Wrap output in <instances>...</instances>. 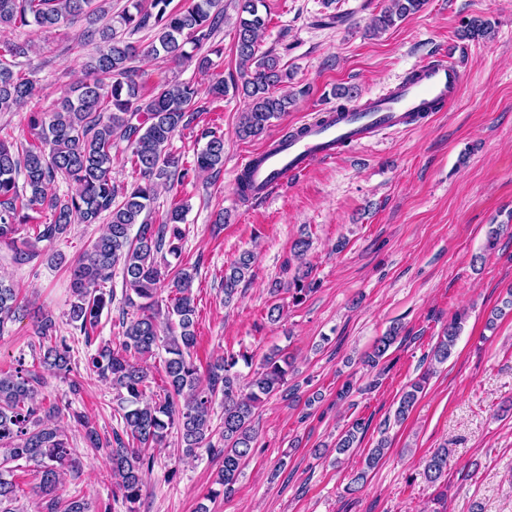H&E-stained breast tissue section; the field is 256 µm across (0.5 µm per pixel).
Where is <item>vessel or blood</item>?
<instances>
[{
	"instance_id": "b4317fda",
	"label": "vessel or blood",
	"mask_w": 512,
	"mask_h": 512,
	"mask_svg": "<svg viewBox=\"0 0 512 512\" xmlns=\"http://www.w3.org/2000/svg\"><path fill=\"white\" fill-rule=\"evenodd\" d=\"M465 81L446 59L422 62L391 87L341 110H324L294 129L292 137L245 157L252 199L268 198L279 187L336 159L344 146L363 145L387 132L413 130L429 113L450 109Z\"/></svg>"
}]
</instances>
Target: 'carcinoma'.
Wrapping results in <instances>:
<instances>
[{
  "label": "carcinoma",
  "instance_id": "cac0c4a2",
  "mask_svg": "<svg viewBox=\"0 0 512 512\" xmlns=\"http://www.w3.org/2000/svg\"><path fill=\"white\" fill-rule=\"evenodd\" d=\"M173 0H128L117 14L110 13L109 0H0V28L54 30L85 20L94 26L93 51L84 63L85 76L62 98L56 109L29 111L28 125L35 130L33 140L13 141L5 132L0 137V244L10 247L18 264L30 262L39 242L51 243L66 234L72 224L106 223L105 231L87 252L71 264L72 300L70 323L90 339L104 309L115 300L113 289L104 288L119 269L122 273V303L133 309L122 312V333L118 345L99 347L88 355L86 369L109 381L122 431L102 438L88 416L74 411V427L81 431L90 448H110L114 479L113 496L119 497L126 512H139L148 476L153 471L154 455L171 430H176L187 457L207 444V451L222 460L218 484L224 497L236 492L242 466L256 441L255 410L263 399L288 383L291 356L280 348L272 349L260 367L245 378L237 369L242 363L252 366L247 352L228 353L209 363L206 375L193 359L197 342L196 307L192 285L197 267L171 266L167 256L179 258L184 239L186 205L167 211L159 223L152 221V210L159 189L182 183L197 172L219 173L224 166V138L203 129L201 148L193 164L185 166L180 157L168 151L171 137L186 129L201 112L197 106L199 89L189 83H167L150 95L142 93L137 69L132 62L140 55L180 62L195 59L198 71L212 67L210 55L219 48L194 56L188 44L202 49L224 22L219 0H187L176 8ZM235 50L241 84L237 91L247 101L238 128L244 138L258 136L271 120L293 105L292 95L281 91L288 73L280 67L278 56L259 52V39L268 25L260 12L262 0H237ZM426 0H391L390 6L374 19L373 32L384 31L409 14L423 8ZM491 24L480 18L470 20L464 37H485ZM154 32L145 47L130 40L142 31ZM27 42L0 43V112H12L36 97L32 80L13 70L12 62L28 54ZM125 142L131 149V162L139 173L137 181L118 188L112 180V148ZM24 182L18 183L19 175ZM63 179L73 192L57 196L49 186ZM47 208L53 212L50 224L32 227L33 237H16L19 226L35 220L32 213ZM309 237L295 241L293 256L299 260L286 288L275 284L273 292L284 291L294 305L313 293L319 282L312 277L305 255ZM254 262L250 251L242 252L224 271V303H231L239 285ZM167 287L173 297L161 303L159 295ZM25 302L13 284L0 279V335L14 322ZM462 315L453 316L444 327L433 350V360H448L461 330ZM402 326L394 324L376 339L364 354L363 362L376 368L396 343ZM33 334L38 337L40 366L54 372L70 371L71 346L57 335L53 316L35 317ZM163 350L167 388L164 396L147 395L148 369L138 359ZM429 372L403 392L395 411V421L409 416L423 392ZM41 375L17 360L12 371L0 370V512H17L18 484L9 463L24 460L36 468L38 495L46 500V512H89L87 502L76 496H59V467L71 456L66 430L52 423L60 409L46 404L41 396ZM224 397V418L218 440L212 441L211 414L217 395ZM368 422L354 419L336 440L335 449L345 454L358 446ZM383 442L369 450L366 467L353 472L346 490L359 491L369 472L383 456ZM448 470V449L437 448L426 459L424 476L432 484Z\"/></svg>",
  "mask_w": 512,
  "mask_h": 512
}]
</instances>
